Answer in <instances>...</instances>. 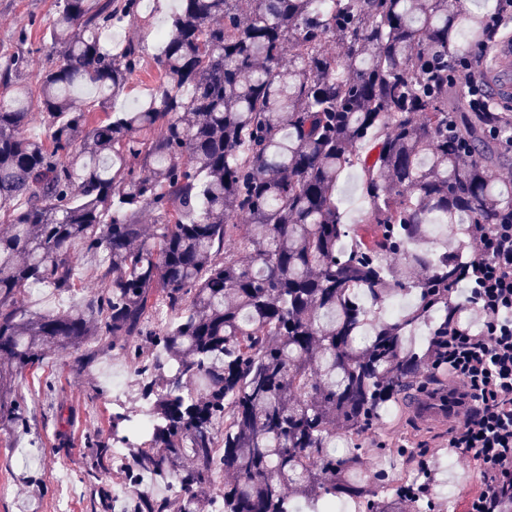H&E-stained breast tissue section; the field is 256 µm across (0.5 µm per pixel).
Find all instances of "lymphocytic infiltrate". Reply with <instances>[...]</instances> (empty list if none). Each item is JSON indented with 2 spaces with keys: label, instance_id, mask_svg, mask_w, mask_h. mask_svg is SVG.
Segmentation results:
<instances>
[{
  "label": "lymphocytic infiltrate",
  "instance_id": "1",
  "mask_svg": "<svg viewBox=\"0 0 512 512\" xmlns=\"http://www.w3.org/2000/svg\"><path fill=\"white\" fill-rule=\"evenodd\" d=\"M454 290L464 314L431 353L460 407L448 454L480 484L462 512H512V224H471Z\"/></svg>",
  "mask_w": 512,
  "mask_h": 512
}]
</instances>
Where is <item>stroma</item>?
Segmentation results:
<instances>
[{
    "label": "stroma",
    "instance_id": "35a3bbf8",
    "mask_svg": "<svg viewBox=\"0 0 512 512\" xmlns=\"http://www.w3.org/2000/svg\"><path fill=\"white\" fill-rule=\"evenodd\" d=\"M174 0H151L122 25L103 30L102 43L119 52L126 43H143L135 71L122 93L107 106H92L91 121L106 120L108 113L145 104L159 77L156 60L158 31L168 30ZM56 0H0V57L18 56V84L37 90V75L53 55L47 40ZM73 250L81 264L82 282L74 291L59 294L50 288H24L16 298L30 311L71 312L82 308L88 292L100 290L95 268L100 257L86 254L82 245ZM97 354L82 371L72 369L75 354L59 348L41 368L16 378L15 396L27 425L22 430L0 429V512H103V501L119 495L133 499L135 490L106 467L93 469V448L112 433V416L137 410L133 349L111 348L96 342ZM418 403L405 402L386 412V435H375L369 445L370 466L365 481L378 470L396 474L397 455L382 449L389 438L424 444L434 452L435 481L430 490L435 512H457L478 489L470 473L448 457L447 417L430 422L418 414ZM98 427L88 430L90 416Z\"/></svg>",
    "mask_w": 512,
    "mask_h": 512
}]
</instances>
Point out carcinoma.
Segmentation results:
<instances>
[{
	"instance_id": "obj_1",
	"label": "carcinoma",
	"mask_w": 512,
	"mask_h": 512,
	"mask_svg": "<svg viewBox=\"0 0 512 512\" xmlns=\"http://www.w3.org/2000/svg\"><path fill=\"white\" fill-rule=\"evenodd\" d=\"M139 4L56 0L46 139L26 134L25 87L0 101V427L23 423L11 377L48 348H73L81 366L93 340L135 343L151 348L135 373L152 424L135 437L113 416L94 463L136 489L132 512H296L289 491L433 512L426 494L403 503L425 477L406 442L404 475L363 483L365 439L399 401L448 396L406 333L432 317L430 336L448 332L458 261L413 244L435 215H512V181L491 172L512 156V114L476 104L467 81L504 28L457 0H180L149 102L93 124L74 89L102 105L123 90L140 46L113 54L100 31ZM17 69L1 63L0 83ZM354 164L369 203L356 228L335 196ZM147 209L166 223H141ZM77 241L107 257L103 289L76 313L18 306L25 287H78ZM416 268L432 278L410 279ZM404 292L416 303L403 317H376ZM218 472L233 480L214 490ZM145 477L179 492L156 498Z\"/></svg>"
}]
</instances>
